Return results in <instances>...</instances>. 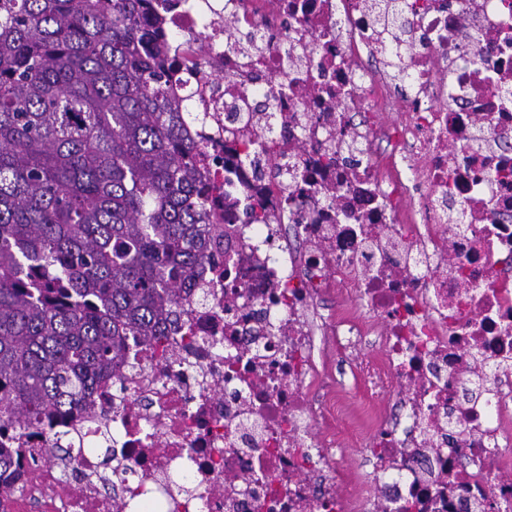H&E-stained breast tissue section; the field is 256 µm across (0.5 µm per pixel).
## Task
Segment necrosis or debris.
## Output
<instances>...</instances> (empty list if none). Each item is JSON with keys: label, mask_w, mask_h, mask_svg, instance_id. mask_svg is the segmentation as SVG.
I'll use <instances>...</instances> for the list:
<instances>
[{"label": "necrosis or debris", "mask_w": 512, "mask_h": 512, "mask_svg": "<svg viewBox=\"0 0 512 512\" xmlns=\"http://www.w3.org/2000/svg\"><path fill=\"white\" fill-rule=\"evenodd\" d=\"M160 16L221 242L184 329L128 343L132 371L94 391L106 417L65 424L91 466L108 431L111 490L26 431L11 512H512V0Z\"/></svg>", "instance_id": "obj_1"}]
</instances>
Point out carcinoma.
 I'll list each match as a JSON object with an SVG mask.
<instances>
[{
  "instance_id": "cac0c4a2",
  "label": "carcinoma",
  "mask_w": 512,
  "mask_h": 512,
  "mask_svg": "<svg viewBox=\"0 0 512 512\" xmlns=\"http://www.w3.org/2000/svg\"><path fill=\"white\" fill-rule=\"evenodd\" d=\"M147 0H0V480L13 433L96 415L216 245L175 55Z\"/></svg>"
}]
</instances>
